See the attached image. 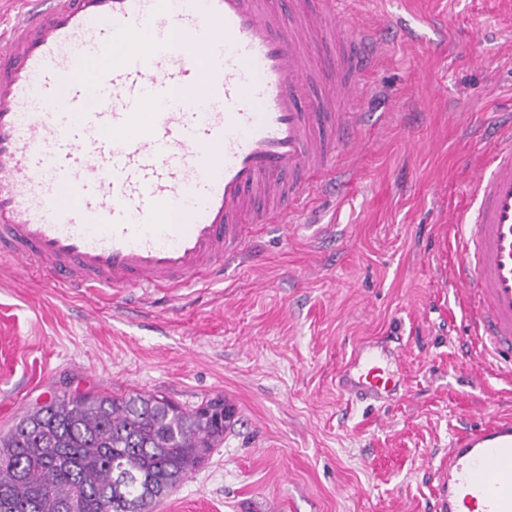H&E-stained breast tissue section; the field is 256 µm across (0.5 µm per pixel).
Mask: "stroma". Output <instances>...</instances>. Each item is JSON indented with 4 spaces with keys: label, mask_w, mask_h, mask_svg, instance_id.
<instances>
[{
    "label": "stroma",
    "mask_w": 512,
    "mask_h": 512,
    "mask_svg": "<svg viewBox=\"0 0 512 512\" xmlns=\"http://www.w3.org/2000/svg\"><path fill=\"white\" fill-rule=\"evenodd\" d=\"M359 8L384 45L347 106L364 177L176 292L84 296L0 262V434L64 394L221 395L234 426L155 512H433L449 442L512 417V375L482 363L451 275L469 174L512 113V0ZM364 342L400 350L407 379L375 408L336 389Z\"/></svg>",
    "instance_id": "stroma-1"
}]
</instances>
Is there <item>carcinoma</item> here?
<instances>
[{"mask_svg": "<svg viewBox=\"0 0 512 512\" xmlns=\"http://www.w3.org/2000/svg\"><path fill=\"white\" fill-rule=\"evenodd\" d=\"M234 408L155 392L53 397L0 435V512H154L224 442Z\"/></svg>", "mask_w": 512, "mask_h": 512, "instance_id": "obj_1", "label": "carcinoma"}]
</instances>
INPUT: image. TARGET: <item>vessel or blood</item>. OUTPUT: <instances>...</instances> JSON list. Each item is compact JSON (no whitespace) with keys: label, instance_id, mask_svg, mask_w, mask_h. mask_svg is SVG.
Instances as JSON below:
<instances>
[{"label":"vessel or blood","instance_id":"vessel-or-blood-1","mask_svg":"<svg viewBox=\"0 0 512 512\" xmlns=\"http://www.w3.org/2000/svg\"><path fill=\"white\" fill-rule=\"evenodd\" d=\"M24 0L0 28V257L64 288H190L362 173L354 101L378 27L346 0ZM457 218L469 329L512 369V123ZM351 403L396 383L355 348ZM435 512H512V421L463 429Z\"/></svg>","mask_w":512,"mask_h":512}]
</instances>
